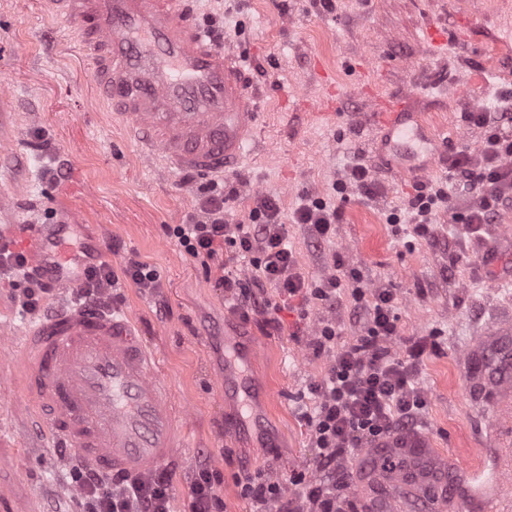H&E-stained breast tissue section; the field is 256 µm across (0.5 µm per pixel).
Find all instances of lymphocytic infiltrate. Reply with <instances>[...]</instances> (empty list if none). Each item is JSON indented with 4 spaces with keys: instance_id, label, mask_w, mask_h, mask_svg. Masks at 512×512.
Here are the masks:
<instances>
[{
    "instance_id": "1",
    "label": "lymphocytic infiltrate",
    "mask_w": 512,
    "mask_h": 512,
    "mask_svg": "<svg viewBox=\"0 0 512 512\" xmlns=\"http://www.w3.org/2000/svg\"><path fill=\"white\" fill-rule=\"evenodd\" d=\"M466 119L484 131L477 154H450L446 181L417 185L405 210L390 212L388 223L412 227L414 234L424 236L436 215L444 212L452 223L476 233L495 223L500 209L512 203V108L470 112ZM466 196L474 197L473 206H461ZM229 201L223 183L209 181L200 187L196 213L186 223L167 226L166 232L201 263L220 260L219 282L242 316L260 315L269 325L279 309L275 297L300 295L332 306L346 290L365 316L360 336L344 345L338 342L335 321H321L315 332V352L329 357L325 375L308 386L310 404L302 414L315 454V474L295 472L284 483L261 471L247 472L236 482L251 512H346L349 484L337 479V471L357 451L374 447L388 435L425 426L427 394L420 375L428 342L401 339L394 288L364 291L356 271L338 260L328 275L309 279L288 245L276 199L257 198L245 224L227 220ZM291 220L307 226L314 240L323 243L335 236L340 209L323 198L307 196ZM243 268L248 277H240ZM0 278L23 280L14 301L27 313H44L50 289L29 277L23 253L3 238ZM122 278L146 294L156 293L160 286L156 271L131 252L118 273L105 262L86 265L75 295L90 311L111 308L112 290ZM397 339L403 342L398 351L392 348ZM72 479L79 488L81 512H172L171 476L164 471L144 479L109 478L82 464L75 466Z\"/></svg>"
}]
</instances>
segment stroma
I'll use <instances>...</instances> for the list:
<instances>
[{
	"mask_svg": "<svg viewBox=\"0 0 512 512\" xmlns=\"http://www.w3.org/2000/svg\"><path fill=\"white\" fill-rule=\"evenodd\" d=\"M461 8L460 0H194L196 21L222 25L225 47L248 61L260 96L255 139L241 166L225 176L236 192L233 220L247 222L256 197L269 195L288 221L303 197L334 196L354 158L372 166L373 197L351 190L339 200L341 220L330 242L316 244L305 225L288 221V243L310 277L324 276L338 256L368 288H396L402 335H432L438 343L422 365L426 434L441 456L487 478L506 430L494 399L467 394L464 356L493 327L512 328V278L490 281L481 238L448 214L437 215L430 236L395 234L387 214L416 181L438 179L446 169L437 163L417 177L386 168L371 151L377 132L365 120L378 99L410 95L446 152H477L483 131L464 116L498 106L500 98L459 89L467 75L490 65L484 32L506 37L500 21L512 7L490 0L485 29L474 40L429 50L423 27L451 24ZM0 74L7 81L0 94V232L64 219L91 262L118 270L133 251L156 271V295L124 280L117 293L157 349L174 400L190 411L187 446L168 468L173 512H190L191 477L201 466L217 471L224 512H249L236 475L259 470L285 481L312 467L301 412L309 383L328 366L313 350L314 333L332 319L343 340L359 336L351 296L332 307L311 305L304 315L283 308L277 330L232 314L219 270H205L165 231L194 211L209 175L189 184L182 172L141 157L97 98L91 63L43 0H0ZM40 133L50 141L44 151L33 147ZM12 295V285L0 283V489L11 494L14 512H80L70 466L58 462L23 392L15 341L33 317ZM254 341L260 355L249 370L251 395L266 409L265 428H240L228 438L221 427L234 404L215 392L224 345Z\"/></svg>",
	"mask_w": 512,
	"mask_h": 512,
	"instance_id": "stroma-1",
	"label": "stroma"
}]
</instances>
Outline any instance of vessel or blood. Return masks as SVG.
Returning a JSON list of instances; mask_svg holds the SVG:
<instances>
[{
    "label": "vessel or blood",
    "instance_id": "vessel-or-blood-1",
    "mask_svg": "<svg viewBox=\"0 0 512 512\" xmlns=\"http://www.w3.org/2000/svg\"><path fill=\"white\" fill-rule=\"evenodd\" d=\"M58 6L61 28L71 32L93 63L100 99L115 107L139 137L147 157L167 168L224 174L242 162L253 138L256 98L244 65L215 42L184 10L182 0H45ZM496 56L481 88L512 82V40ZM376 153H391L403 170L411 144L438 158L439 142L422 115L395 98L371 113ZM61 224H19L15 237L27 265L55 293L80 282L79 248L66 244ZM24 390L54 447L74 451L106 475L145 476L168 466L187 431L176 417L157 352L131 317L95 314L72 305L35 322L17 342ZM258 345L231 346L218 383L219 398L248 393L243 370ZM470 387L499 391L498 407L512 415V333L501 330L469 353ZM396 466L369 468L351 488L362 512H397L401 496L434 492L433 512H445L447 466L425 435H406L387 452ZM496 493L480 499L482 512H512V448L501 451Z\"/></svg>",
    "mask_w": 512,
    "mask_h": 512
}]
</instances>
